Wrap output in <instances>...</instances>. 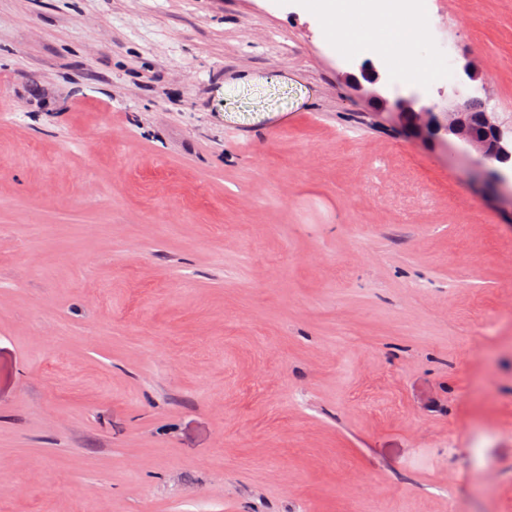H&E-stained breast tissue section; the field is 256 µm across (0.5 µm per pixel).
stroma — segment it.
<instances>
[{
    "label": "stroma",
    "mask_w": 512,
    "mask_h": 512,
    "mask_svg": "<svg viewBox=\"0 0 512 512\" xmlns=\"http://www.w3.org/2000/svg\"><path fill=\"white\" fill-rule=\"evenodd\" d=\"M427 27L512 122V0ZM344 69L286 0H0V512H512V211Z\"/></svg>",
    "instance_id": "1"
}]
</instances>
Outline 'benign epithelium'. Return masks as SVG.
I'll return each mask as SVG.
<instances>
[{
    "mask_svg": "<svg viewBox=\"0 0 512 512\" xmlns=\"http://www.w3.org/2000/svg\"><path fill=\"white\" fill-rule=\"evenodd\" d=\"M342 78L373 105L375 111L368 117H386L418 140L455 146L471 161L470 178L477 183L492 180L494 195L512 208V175L508 173L512 169V127L504 125L496 113L484 112L476 123L464 99L446 110L422 103L415 92L391 100L381 93L386 70L371 60L362 62L356 71L343 73Z\"/></svg>",
    "mask_w": 512,
    "mask_h": 512,
    "instance_id": "7a95c632",
    "label": "benign epithelium"
}]
</instances>
